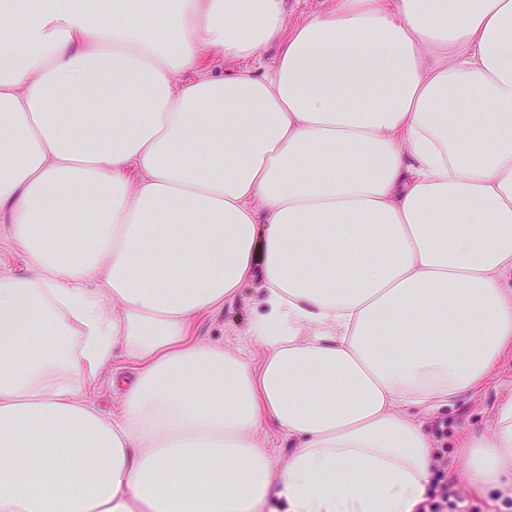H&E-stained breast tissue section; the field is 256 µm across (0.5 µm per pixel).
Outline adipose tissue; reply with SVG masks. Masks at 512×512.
Returning <instances> with one entry per match:
<instances>
[{"mask_svg": "<svg viewBox=\"0 0 512 512\" xmlns=\"http://www.w3.org/2000/svg\"><path fill=\"white\" fill-rule=\"evenodd\" d=\"M17 12L0 236L29 274L0 273V512L273 491L413 512L427 418L512 351V0H322L297 23L288 0H0ZM257 275L255 368L192 325ZM457 468L512 486V394ZM111 377V371L105 370L101 372L90 392L92 400L106 412H112V410L119 406V400L112 393L110 386ZM262 444L267 452L278 463L284 464L288 459V452L291 450L288 439L273 429H266L261 434Z\"/></svg>", "mask_w": 512, "mask_h": 512, "instance_id": "obj_1", "label": "adipose tissue"}]
</instances>
